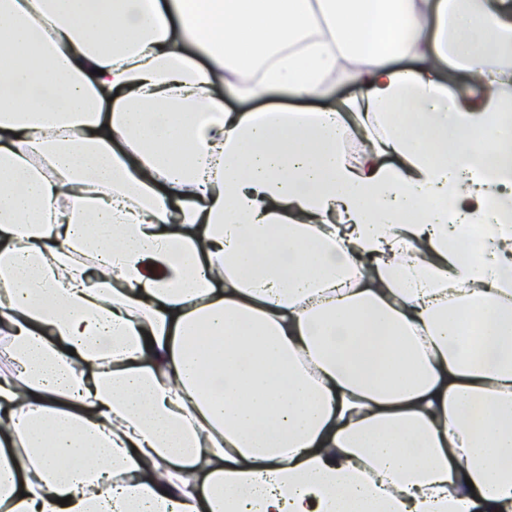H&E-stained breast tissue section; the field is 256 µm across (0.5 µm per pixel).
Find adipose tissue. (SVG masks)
Segmentation results:
<instances>
[{
	"instance_id": "obj_1",
	"label": "adipose tissue",
	"mask_w": 512,
	"mask_h": 512,
	"mask_svg": "<svg viewBox=\"0 0 512 512\" xmlns=\"http://www.w3.org/2000/svg\"><path fill=\"white\" fill-rule=\"evenodd\" d=\"M0 27V512H512V0ZM358 94V89L351 83L344 79L336 78L333 83L332 98L329 100H298L285 93H275L264 97L258 98H225V103L234 109H248L261 107L265 105H313V106H327L331 102L340 104L342 100L349 99Z\"/></svg>"
}]
</instances>
